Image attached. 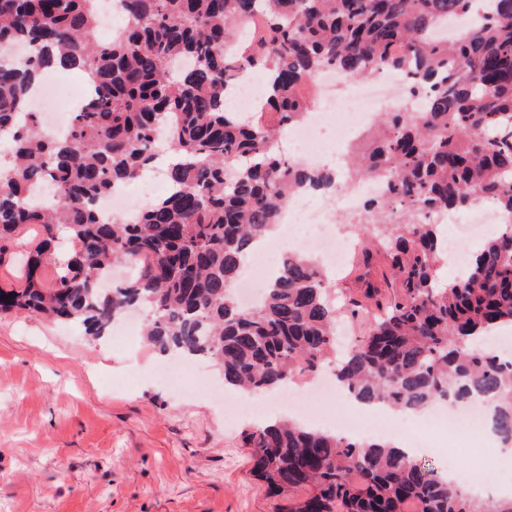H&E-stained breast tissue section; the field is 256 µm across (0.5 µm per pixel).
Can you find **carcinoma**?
I'll use <instances>...</instances> for the list:
<instances>
[{"label": "carcinoma", "instance_id": "1", "mask_svg": "<svg viewBox=\"0 0 512 512\" xmlns=\"http://www.w3.org/2000/svg\"><path fill=\"white\" fill-rule=\"evenodd\" d=\"M124 25L98 38L96 0H0V265L24 226L38 229L0 311L26 309L104 336L148 311L145 342L202 358L224 385L278 390L327 366L355 399L421 412L479 400L512 447V361L479 342L512 325V223L487 238L465 278L444 282L432 212L484 199L512 214V0H122ZM22 40L27 54L5 51ZM79 71L88 99L69 134L29 111L33 77ZM408 75L425 104L384 112L352 150L350 176L382 182L361 220L381 225L392 291L357 342L336 348L335 298L307 256L288 257L254 308L234 287L251 244L290 197L331 187L332 171L287 160L283 129L307 117L301 89L324 69ZM263 70L265 110L224 107L236 75ZM166 138L171 190L133 221H102L93 201L155 168ZM68 250L45 263L57 243ZM116 263L131 276L99 287ZM8 299H3V296ZM252 472L286 512H512V496L467 495L438 471L374 439L273 419L247 430Z\"/></svg>", "mask_w": 512, "mask_h": 512}]
</instances>
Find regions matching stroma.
Masks as SVG:
<instances>
[{
	"label": "stroma",
	"instance_id": "obj_1",
	"mask_svg": "<svg viewBox=\"0 0 512 512\" xmlns=\"http://www.w3.org/2000/svg\"><path fill=\"white\" fill-rule=\"evenodd\" d=\"M343 231L357 251L334 288L385 287L383 256L358 262L371 226ZM159 361L138 335L115 348L26 310L0 313V512H278L242 443L252 419L227 426L209 392L217 371L197 362L199 384L176 393Z\"/></svg>",
	"mask_w": 512,
	"mask_h": 512
}]
</instances>
